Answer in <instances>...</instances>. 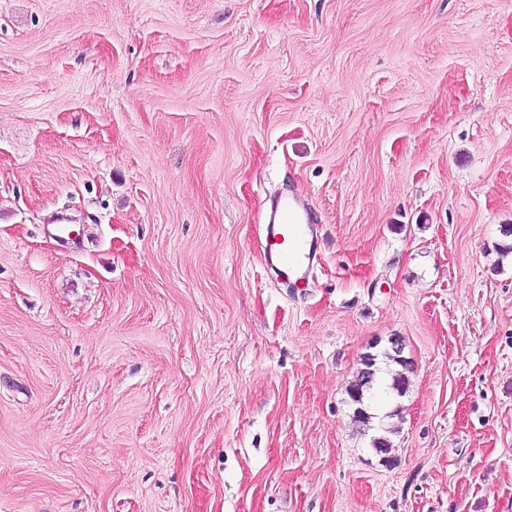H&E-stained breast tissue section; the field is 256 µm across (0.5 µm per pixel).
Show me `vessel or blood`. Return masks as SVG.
I'll list each match as a JSON object with an SVG mask.
<instances>
[{
	"label": "vessel or blood",
	"mask_w": 512,
	"mask_h": 512,
	"mask_svg": "<svg viewBox=\"0 0 512 512\" xmlns=\"http://www.w3.org/2000/svg\"><path fill=\"white\" fill-rule=\"evenodd\" d=\"M318 228L308 204L291 195L265 205L263 248L271 268L290 285H305L317 259Z\"/></svg>",
	"instance_id": "obj_1"
}]
</instances>
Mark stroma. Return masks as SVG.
<instances>
[{
	"mask_svg": "<svg viewBox=\"0 0 512 512\" xmlns=\"http://www.w3.org/2000/svg\"><path fill=\"white\" fill-rule=\"evenodd\" d=\"M506 224L512 0H0V512H512ZM264 204L263 248L267 265L289 285H308L319 241L312 210L299 195ZM379 356L385 365L388 363L400 366L402 370H408L409 361L403 356V353L396 350L390 342V347L384 349L381 354H367L362 358V368L358 371L354 380L349 384L347 393L352 405L354 406L353 415L355 421L362 426H369L373 416L367 410L368 394L373 389V384L379 363ZM382 362V363H383Z\"/></svg>",
	"mask_w": 512,
	"mask_h": 512,
	"instance_id": "obj_1",
	"label": "stroma"
}]
</instances>
